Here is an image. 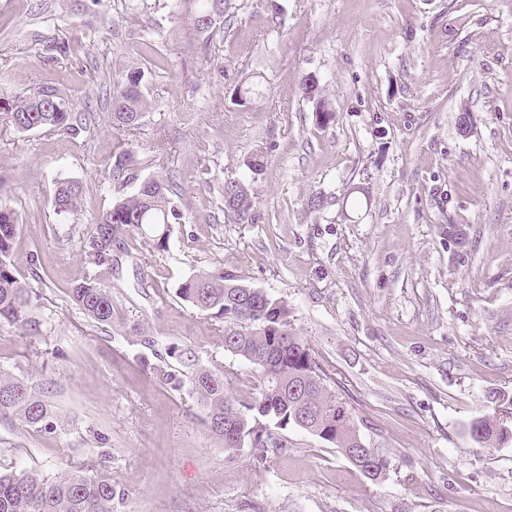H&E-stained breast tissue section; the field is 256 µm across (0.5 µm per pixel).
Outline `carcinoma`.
Returning a JSON list of instances; mask_svg holds the SVG:
<instances>
[{
    "label": "carcinoma",
    "instance_id": "1",
    "mask_svg": "<svg viewBox=\"0 0 512 512\" xmlns=\"http://www.w3.org/2000/svg\"><path fill=\"white\" fill-rule=\"evenodd\" d=\"M231 0H180L193 31L207 42L224 23ZM69 53L68 46L49 43L36 56L60 61ZM149 72L134 67L113 84L111 101L112 129L119 151L112 155L109 178L113 187L112 208L96 219L82 239V252L88 264L100 267L112 264V240L129 230L148 227V245L165 251L169 225L183 215L168 195V185L161 178H151L128 193L126 183L133 179L135 156L125 148L147 107L145 90ZM45 87L38 86L23 94L0 89V121L19 133L45 128L70 135L82 131L74 118L76 105L65 89L52 86L51 99L44 98ZM302 94L314 103L315 124L329 126L336 113L326 105L319 83L306 78ZM223 212L237 224L253 220L254 201L250 186L229 180L223 188ZM79 186L61 184L54 195V210L70 214L81 206ZM20 232L17 212L0 199V324L30 327L31 287L13 271V244ZM179 297L202 315L224 324V349L248 362L257 372L256 396L241 402L230 391L224 372L203 367L190 371L189 380L197 402L203 407L211 435L224 450L234 452L238 443L264 454L271 448L286 447L277 431L290 427L304 430L340 450L352 447L361 437L348 403L327 387V376L312 355L307 342L296 332L288 304L269 294L253 295L244 283L218 267L202 271L185 280L178 288ZM69 297L85 316L98 324H112V295L94 278L71 288ZM307 383L304 393L296 395L287 388L292 383ZM0 418L15 417L25 426L49 429L53 413L49 405L31 394L27 386L0 371ZM509 422L495 416L474 420L469 434L481 448H495L506 442L501 427ZM386 458L375 455L362 468L372 480L383 475ZM112 479L101 472L93 476L81 470L47 477L37 471L0 474V512H112Z\"/></svg>",
    "mask_w": 512,
    "mask_h": 512
}]
</instances>
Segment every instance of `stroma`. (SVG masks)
<instances>
[{"label":"stroma","mask_w":512,"mask_h":512,"mask_svg":"<svg viewBox=\"0 0 512 512\" xmlns=\"http://www.w3.org/2000/svg\"><path fill=\"white\" fill-rule=\"evenodd\" d=\"M57 41L68 57L35 58ZM131 66L152 77L127 189L172 180L184 217L167 250L130 234L95 268L81 241L112 206L109 91ZM308 75L329 127L302 96ZM246 79L259 96L232 104ZM0 85L63 87L92 119L77 137L0 126V199L22 225L14 268L38 323L0 325V370L55 413L42 431L0 418L1 473H106L113 512H512V441L469 435L474 419L512 412V0H233L207 45L172 0H0ZM259 150L255 178L245 161ZM233 179L252 187L253 223L224 217ZM63 181L83 206L59 216ZM318 192L330 203L309 212ZM216 267L287 301L387 458L381 478L297 429L280 451L227 455L189 388L158 379L168 351L189 350L237 397L253 392L221 323L177 294ZM90 276L112 293L111 325L69 299ZM132 321L143 336L125 334ZM302 94L315 104L313 115L315 116V123L318 127H328L335 121L336 113L329 109L322 98L318 81L307 76L302 84Z\"/></svg>","instance_id":"stroma-1"}]
</instances>
